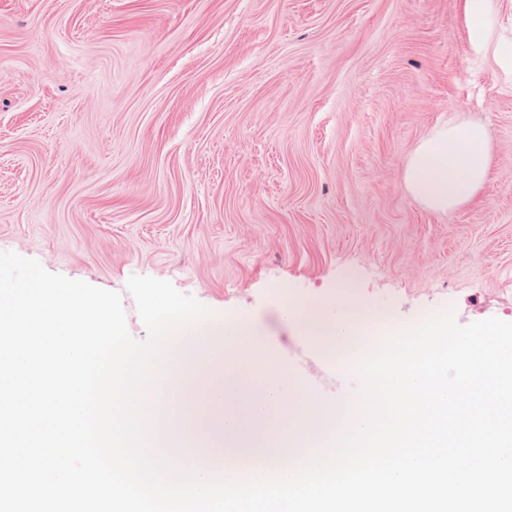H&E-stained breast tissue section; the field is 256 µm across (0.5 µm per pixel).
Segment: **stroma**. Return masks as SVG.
I'll use <instances>...</instances> for the list:
<instances>
[{"instance_id": "obj_1", "label": "stroma", "mask_w": 512, "mask_h": 512, "mask_svg": "<svg viewBox=\"0 0 512 512\" xmlns=\"http://www.w3.org/2000/svg\"><path fill=\"white\" fill-rule=\"evenodd\" d=\"M0 0V251L116 291L170 282L256 321L292 397L362 389L290 318L512 322V0ZM462 112L492 162L438 214L408 155ZM486 0H468L467 8L472 19V30L478 40L490 38L489 30L485 22Z\"/></svg>"}]
</instances>
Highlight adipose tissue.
I'll use <instances>...</instances> for the list:
<instances>
[{
  "mask_svg": "<svg viewBox=\"0 0 512 512\" xmlns=\"http://www.w3.org/2000/svg\"><path fill=\"white\" fill-rule=\"evenodd\" d=\"M490 165V141L482 125L455 114L419 142L403 177L408 192L428 210L448 212L479 196ZM296 318L307 335L330 352L343 354L355 346L356 319H327L319 306L310 303L297 308Z\"/></svg>",
  "mask_w": 512,
  "mask_h": 512,
  "instance_id": "adipose-tissue-1",
  "label": "adipose tissue"
}]
</instances>
